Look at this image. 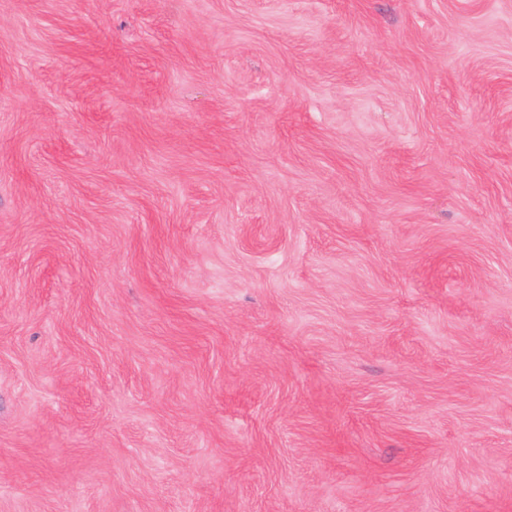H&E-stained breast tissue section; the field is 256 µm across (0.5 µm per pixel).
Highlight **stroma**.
I'll return each instance as SVG.
<instances>
[{
  "instance_id": "stroma-1",
  "label": "stroma",
  "mask_w": 512,
  "mask_h": 512,
  "mask_svg": "<svg viewBox=\"0 0 512 512\" xmlns=\"http://www.w3.org/2000/svg\"><path fill=\"white\" fill-rule=\"evenodd\" d=\"M0 512H512V0H0Z\"/></svg>"
}]
</instances>
